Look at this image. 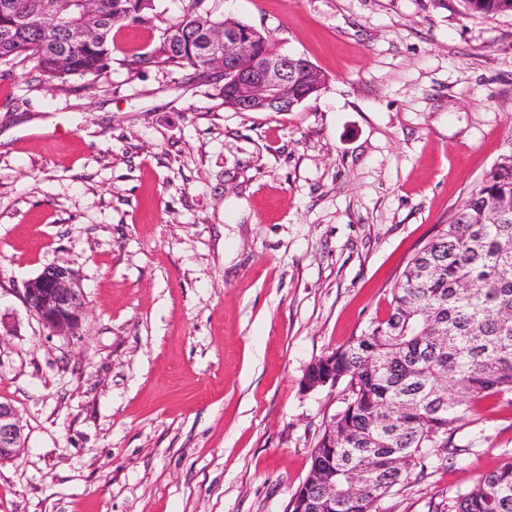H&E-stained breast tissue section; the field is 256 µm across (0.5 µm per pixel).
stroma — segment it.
<instances>
[{
	"instance_id": "35a3bbf8",
	"label": "stroma",
	"mask_w": 512,
	"mask_h": 512,
	"mask_svg": "<svg viewBox=\"0 0 512 512\" xmlns=\"http://www.w3.org/2000/svg\"><path fill=\"white\" fill-rule=\"evenodd\" d=\"M326 77L289 112L220 79L129 69L181 0L114 32L107 74L0 67V401L24 445L0 512H285L341 391L309 365L386 316L408 258L512 152V13L463 0H206ZM63 264L75 335L25 307ZM466 455L379 512H448L512 459V392L472 404ZM466 10L471 14L484 16L512 12V0H463Z\"/></svg>"
}]
</instances>
